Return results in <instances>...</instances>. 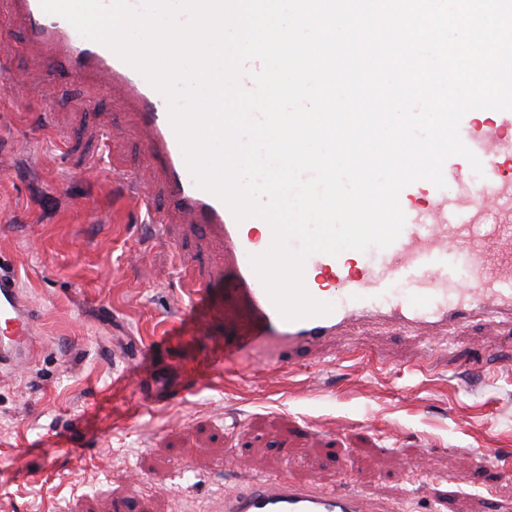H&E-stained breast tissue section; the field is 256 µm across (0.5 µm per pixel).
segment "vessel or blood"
<instances>
[{
  "mask_svg": "<svg viewBox=\"0 0 512 512\" xmlns=\"http://www.w3.org/2000/svg\"><path fill=\"white\" fill-rule=\"evenodd\" d=\"M29 41L38 46L48 69L74 78L90 77L123 94L149 131L148 151L162 162L171 206L202 226L224 250L222 270L186 269L182 282L193 301L231 280V296L243 316L242 329L212 362L250 368L260 361L280 370L303 357L324 356L338 333L359 320L394 322L439 341L442 333L465 327L485 314L512 320V110L496 112L486 126L465 114L459 125L466 147L482 164L475 174L461 156L446 160L444 187L431 181L407 185L400 194L405 224L388 248L361 252L359 263L316 253L308 257L304 283L316 299L333 303L325 316L283 320L255 275L250 257L264 252L271 232H256L251 220L236 221L214 195L191 176L168 118L166 98L106 46L89 40L64 18L43 11L40 0H13ZM495 223H487V211ZM38 311L0 275V378L26 369L37 349ZM219 512H382L356 491L319 489L314 482L258 478L225 490Z\"/></svg>",
  "mask_w": 512,
  "mask_h": 512,
  "instance_id": "b4317fda",
  "label": "vessel or blood"
}]
</instances>
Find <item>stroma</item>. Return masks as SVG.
<instances>
[{
  "instance_id": "35a3bbf8",
  "label": "stroma",
  "mask_w": 512,
  "mask_h": 512,
  "mask_svg": "<svg viewBox=\"0 0 512 512\" xmlns=\"http://www.w3.org/2000/svg\"><path fill=\"white\" fill-rule=\"evenodd\" d=\"M1 46L24 87L0 85V273L40 311L32 363L0 382V512H213L222 489L282 472L345 483L391 512H488L512 501V328L476 320L435 349L395 327L357 323L335 364L211 370L241 326L215 287L184 293L179 256H222L168 209L147 133L116 93L44 73L22 20L0 0ZM96 95L97 109L73 108ZM181 227L155 239L123 173ZM165 373L180 402H144L126 373ZM317 434H310L308 426ZM25 445L13 456L11 447ZM482 446L491 460L476 465ZM412 461L413 470L402 467Z\"/></svg>"
}]
</instances>
